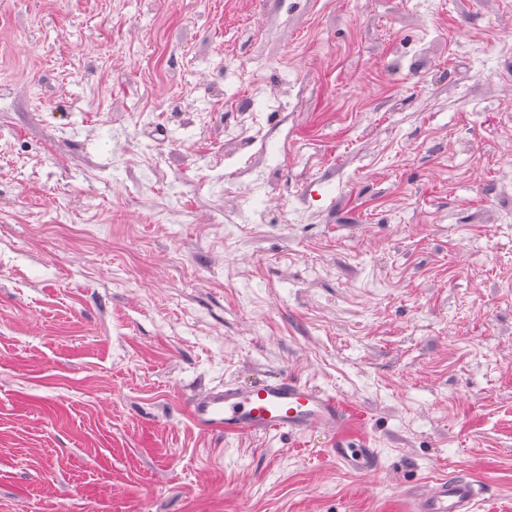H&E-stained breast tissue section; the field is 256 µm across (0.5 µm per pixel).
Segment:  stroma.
<instances>
[{
  "label": "stroma",
  "mask_w": 512,
  "mask_h": 512,
  "mask_svg": "<svg viewBox=\"0 0 512 512\" xmlns=\"http://www.w3.org/2000/svg\"><path fill=\"white\" fill-rule=\"evenodd\" d=\"M505 40L512 0H0V512H512ZM283 373L380 472L188 417ZM171 112H180L182 117L193 124L194 126H198L201 130L210 129L216 122L217 114L214 112H198L197 107H195L191 102H179V103H169L168 106ZM488 485L457 474L426 483L423 489L410 494L411 512H476L479 502L488 493Z\"/></svg>",
  "instance_id": "stroma-1"
}]
</instances>
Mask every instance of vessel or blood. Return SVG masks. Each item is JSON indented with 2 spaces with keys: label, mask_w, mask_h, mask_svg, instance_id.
I'll use <instances>...</instances> for the list:
<instances>
[{
  "label": "vessel or blood",
  "mask_w": 512,
  "mask_h": 512,
  "mask_svg": "<svg viewBox=\"0 0 512 512\" xmlns=\"http://www.w3.org/2000/svg\"><path fill=\"white\" fill-rule=\"evenodd\" d=\"M187 413L193 425L207 435L319 433L335 439L332 454L338 465L364 472L381 466L375 449L350 444L354 418L336 395L287 375L213 387L192 398ZM487 493V485L451 474L412 492L409 509L410 512H476Z\"/></svg>",
  "instance_id": "b4317fda"
}]
</instances>
